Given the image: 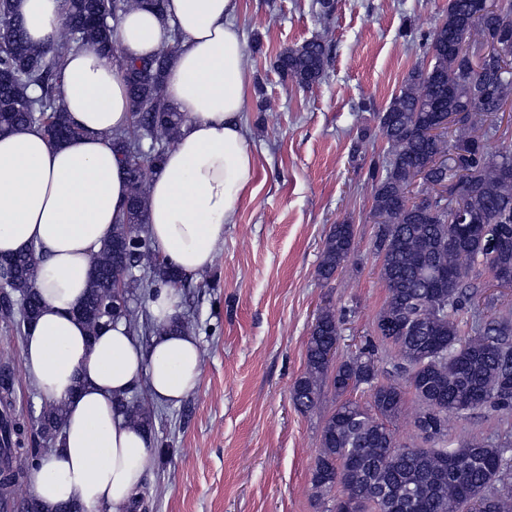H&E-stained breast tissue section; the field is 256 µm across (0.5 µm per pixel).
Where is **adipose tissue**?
I'll list each match as a JSON object with an SVG mask.
<instances>
[{"mask_svg":"<svg viewBox=\"0 0 512 512\" xmlns=\"http://www.w3.org/2000/svg\"><path fill=\"white\" fill-rule=\"evenodd\" d=\"M33 43L56 44L64 0H13ZM240 0H167L165 19L136 7L119 21L120 55L72 49L61 83L80 137L51 142L42 129L0 132V255L42 248L35 289L42 310L26 327L28 380L65 408L54 451L33 477L44 512L67 501L85 512H129L153 463V441L113 407L147 387L159 405H177L198 385L201 347L188 332L142 345L118 319L90 337L75 311L93 263L119 221L129 193L112 132L130 123L123 61L160 50L179 36L162 94L187 121L149 181L148 233L166 263L184 273L208 269L255 192L257 161L243 115L249 91Z\"/></svg>","mask_w":512,"mask_h":512,"instance_id":"1","label":"adipose tissue"}]
</instances>
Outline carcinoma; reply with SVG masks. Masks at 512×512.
Listing matches in <instances>:
<instances>
[{"label":"carcinoma","instance_id":"carcinoma-1","mask_svg":"<svg viewBox=\"0 0 512 512\" xmlns=\"http://www.w3.org/2000/svg\"><path fill=\"white\" fill-rule=\"evenodd\" d=\"M61 40L48 48L32 43L12 0L0 3V130L19 124L40 127L53 142L75 137L60 103L65 58L74 47L109 49L119 54L112 20L134 5L164 16L165 0H67ZM477 0H448V14L426 38L420 64L408 74L385 111L377 114L378 133L387 144L381 160H370L372 217L377 224L374 250L381 256V278L389 296L376 320L382 338L394 344L401 363L396 374L379 380L381 357L364 348L331 367L327 351L336 344L339 319L320 309L306 346V370L291 390L294 406L311 410L322 384L331 379L342 395L364 386L370 400H345L326 419L321 448L312 470L316 492L339 485L336 504L346 512H512V484L505 480L507 449L471 439L448 446V416L480 409L512 408V313L499 314L469 335L457 314L478 294L477 278L488 267H512V151L489 145L497 128L492 117L512 103V0H501L495 15L476 16ZM501 34L505 47L489 45L487 32ZM485 52L482 71L472 73L454 50L459 40ZM179 40L125 67L128 106L138 137L112 133V146L125 165L129 184L120 223L95 258L93 280L77 315L89 332L125 318L135 336L191 331L184 316L157 325L146 305L160 285L189 287L188 277L162 260L147 234V186L164 155L180 135L184 117L162 96L166 68ZM329 61L320 39L281 50L273 69L284 81L309 88L319 83ZM461 114L450 137L430 139L426 130L435 112ZM457 153L455 167H426L430 157ZM424 175L416 193L429 199L438 187L464 199L467 213L489 225L486 235L460 236L448 222L444 200L423 210L409 207L406 194L416 169ZM507 240L498 251L488 236ZM353 225L335 224L326 236L318 276L328 282L343 272L354 249ZM12 267L0 288V317L19 334L40 311L34 290L39 252L11 256ZM121 298L112 300V289ZM420 403L414 425L430 445L400 443L391 424L401 412L404 389ZM126 418L147 431L164 414L146 407L138 394L117 401ZM63 405L46 401L38 415L15 414V380L10 365L0 366V506L16 512H41L30 497L17 505L9 491L32 475L61 434ZM27 461L24 470L13 459Z\"/></svg>","mask_w":512,"mask_h":512}]
</instances>
